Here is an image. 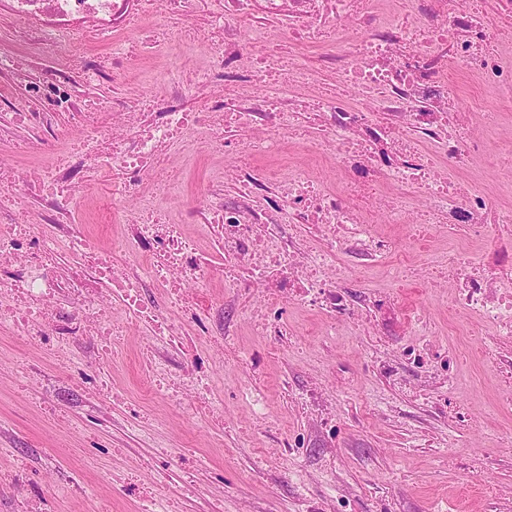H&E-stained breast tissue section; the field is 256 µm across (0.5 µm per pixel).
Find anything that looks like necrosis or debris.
Returning <instances> with one entry per match:
<instances>
[{"instance_id": "necrosis-or-debris-1", "label": "necrosis or debris", "mask_w": 512, "mask_h": 512, "mask_svg": "<svg viewBox=\"0 0 512 512\" xmlns=\"http://www.w3.org/2000/svg\"><path fill=\"white\" fill-rule=\"evenodd\" d=\"M495 2L489 22L484 0H0L16 40L39 50L28 64L0 56V140L24 132L49 150L76 136L98 152L94 166L82 152L42 169L0 162V325L62 358L72 339L92 332L111 353L116 310L153 337L194 325L225 339L244 316L268 346L285 351L289 305L317 311L330 338L347 321L375 324L420 265L429 287L452 277L444 307L477 322L475 339L440 348L433 319L418 308L398 357L374 353L367 366L404 389L402 366L424 369L432 408L468 422L455 400L466 356L512 385V355L498 350L512 338V205L462 178L492 152L473 116L496 126L502 115L478 100L460 110L448 65L512 94L504 53L512 0ZM201 9L209 63L197 80H183L170 64L149 112L119 91L93 96L128 58L150 62ZM127 32L130 42L99 49L103 35ZM284 41L316 55L280 69L276 46ZM324 71L335 75L336 94L299 101L298 88ZM299 129L304 151L324 157L337 183L301 163L277 176L264 169ZM175 144L187 164L201 151L225 159L223 175L198 190L181 225L167 215L150 169ZM99 169L112 175L113 221L122 227L108 249L77 231L62 202ZM30 209L38 221L24 220ZM188 223L210 233L222 263L200 252ZM382 223L405 230L416 245L412 259L401 258L400 240L379 231ZM65 251L73 259L62 271ZM376 269L388 289L347 293ZM217 277L233 289L235 306L218 310L188 296ZM149 291L160 304L147 301ZM211 360L200 348L182 374L148 368L149 389L176 403L194 394L223 414Z\"/></svg>"}]
</instances>
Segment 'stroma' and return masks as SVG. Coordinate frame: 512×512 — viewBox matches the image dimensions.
Wrapping results in <instances>:
<instances>
[{
	"label": "stroma",
	"instance_id": "obj_1",
	"mask_svg": "<svg viewBox=\"0 0 512 512\" xmlns=\"http://www.w3.org/2000/svg\"><path fill=\"white\" fill-rule=\"evenodd\" d=\"M204 23L197 17L165 50L188 79L205 62L206 49L197 41ZM448 79L460 91V107L479 96L488 109L512 120V99L484 93L453 64ZM492 140L499 158L476 172L481 186L501 187L499 202L512 204V127H498ZM223 169V160L206 156L197 169L180 170V186L166 200L171 220L179 221L192 205L205 174ZM402 295L403 306L387 319L384 336L349 329L329 345L316 314L289 307L302 348L277 359L266 358L265 341L240 322L236 345L257 356L268 416L253 419L244 405L231 402L220 424L189 403L144 397L142 345L152 343L170 373L190 362L188 349L150 341L144 328L128 327L126 354L108 365L112 391L126 400L122 406L74 378L69 368L77 362L89 369L101 361L95 336L76 338L62 359L0 329V470L17 460L26 464L22 482L0 481V512H27L31 486L53 489L46 512H85V501L70 493L78 485L90 498L110 501L112 512H134L133 499L117 484L124 475L158 498L177 497L179 512H324L331 503L335 512H512V447L495 445L498 434L512 428V409L493 408L500 392L493 376L478 363L463 365L456 394L474 419L463 426L434 415L426 395L410 394L368 371L365 359L375 346L388 356L399 350L413 308L432 313L439 344L472 325L465 317L449 322L440 297L423 282ZM23 365L31 376L20 373ZM310 385L332 396L336 433L291 454L280 442L307 425L298 392ZM161 448L172 449V456H158ZM188 479L195 491L185 495Z\"/></svg>",
	"mask_w": 512,
	"mask_h": 512
}]
</instances>
